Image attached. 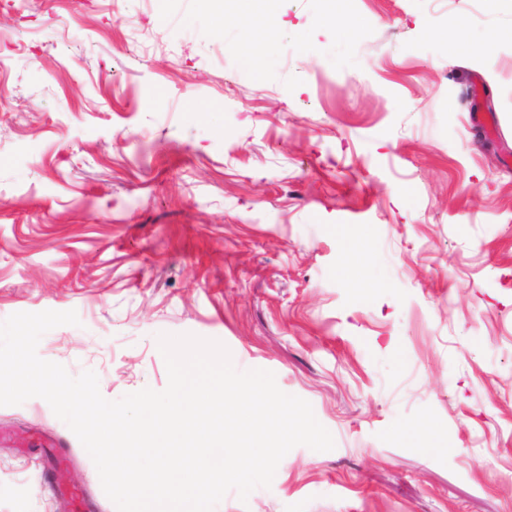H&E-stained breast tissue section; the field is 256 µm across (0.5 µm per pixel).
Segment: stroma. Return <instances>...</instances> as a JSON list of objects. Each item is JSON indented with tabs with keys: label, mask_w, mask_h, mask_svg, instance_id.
I'll use <instances>...</instances> for the list:
<instances>
[{
	"label": "stroma",
	"mask_w": 512,
	"mask_h": 512,
	"mask_svg": "<svg viewBox=\"0 0 512 512\" xmlns=\"http://www.w3.org/2000/svg\"><path fill=\"white\" fill-rule=\"evenodd\" d=\"M509 153L512 0H0V321L76 311L37 352L109 400L190 333L308 401L334 449L215 512H512ZM54 480L112 512L0 406V512Z\"/></svg>",
	"instance_id": "1"
}]
</instances>
